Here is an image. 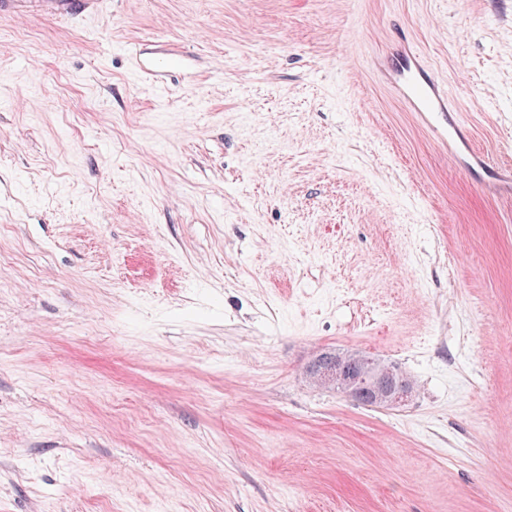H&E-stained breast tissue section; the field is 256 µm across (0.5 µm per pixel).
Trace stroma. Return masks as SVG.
<instances>
[{
	"label": "stroma",
	"instance_id": "obj_1",
	"mask_svg": "<svg viewBox=\"0 0 512 512\" xmlns=\"http://www.w3.org/2000/svg\"><path fill=\"white\" fill-rule=\"evenodd\" d=\"M402 36L512 165V0L0 19V512H512V193L379 76ZM349 361L336 360V370L326 369L324 363L316 359L309 366V373H320L321 378L328 384H333L340 392L344 393L351 400H359L368 391L374 392L381 399L387 398L396 387L394 369L390 366H383L375 369L364 366L361 355L352 354ZM363 406H377L385 401H375L369 397L357 401Z\"/></svg>",
	"mask_w": 512,
	"mask_h": 512
}]
</instances>
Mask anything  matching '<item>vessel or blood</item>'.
<instances>
[{
    "label": "vessel or blood",
    "instance_id": "obj_1",
    "mask_svg": "<svg viewBox=\"0 0 512 512\" xmlns=\"http://www.w3.org/2000/svg\"><path fill=\"white\" fill-rule=\"evenodd\" d=\"M45 12L56 18H76L98 11L101 0H35ZM378 69L394 87L405 105L417 112L427 130L440 141H447L460 130L456 99L441 83L422 57L405 45L377 61Z\"/></svg>",
    "mask_w": 512,
    "mask_h": 512
}]
</instances>
